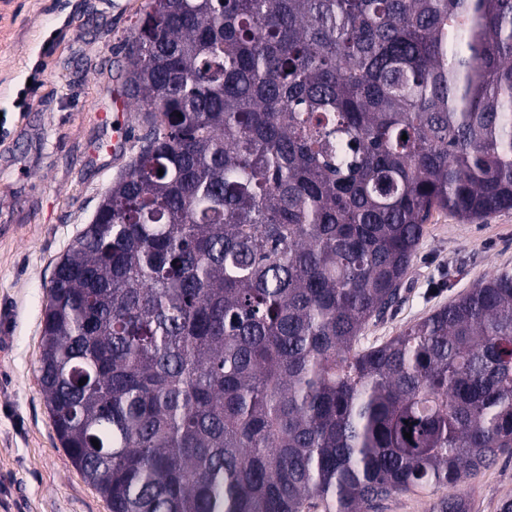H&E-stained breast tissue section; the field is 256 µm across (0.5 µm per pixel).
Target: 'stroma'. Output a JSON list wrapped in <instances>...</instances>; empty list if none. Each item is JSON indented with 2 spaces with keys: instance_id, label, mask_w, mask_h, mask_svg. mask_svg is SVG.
<instances>
[{
  "instance_id": "1",
  "label": "stroma",
  "mask_w": 512,
  "mask_h": 512,
  "mask_svg": "<svg viewBox=\"0 0 512 512\" xmlns=\"http://www.w3.org/2000/svg\"><path fill=\"white\" fill-rule=\"evenodd\" d=\"M150 0H0V512H110L72 464L40 395L38 369L55 263L132 161L136 112L113 126V93ZM512 270V210L483 220L433 211L402 298L369 324L365 344L397 335ZM470 512L512 499V457L469 481Z\"/></svg>"
}]
</instances>
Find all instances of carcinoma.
I'll return each instance as SVG.
<instances>
[{
  "label": "carcinoma",
  "instance_id": "1",
  "mask_svg": "<svg viewBox=\"0 0 512 512\" xmlns=\"http://www.w3.org/2000/svg\"><path fill=\"white\" fill-rule=\"evenodd\" d=\"M126 59L144 133L43 319L72 464L111 512H469L512 272L362 339L433 210H512V0H151ZM435 497L429 490L394 496L384 502L378 512H432L431 506Z\"/></svg>",
  "mask_w": 512,
  "mask_h": 512
}]
</instances>
